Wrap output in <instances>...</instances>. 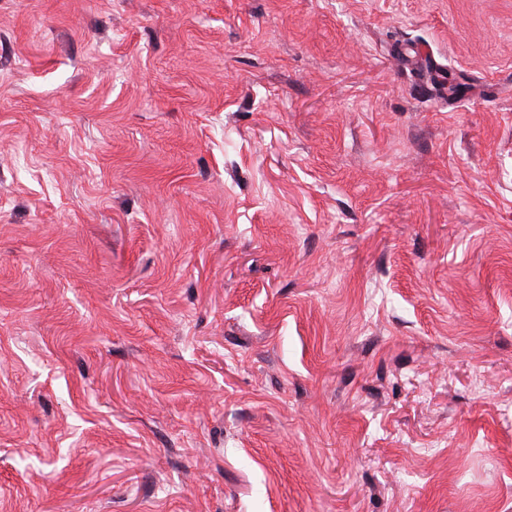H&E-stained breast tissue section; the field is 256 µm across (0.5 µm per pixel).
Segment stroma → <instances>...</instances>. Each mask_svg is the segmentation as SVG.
I'll return each instance as SVG.
<instances>
[{
	"label": "stroma",
	"mask_w": 512,
	"mask_h": 512,
	"mask_svg": "<svg viewBox=\"0 0 512 512\" xmlns=\"http://www.w3.org/2000/svg\"><path fill=\"white\" fill-rule=\"evenodd\" d=\"M0 512H512V0H0Z\"/></svg>",
	"instance_id": "1"
}]
</instances>
